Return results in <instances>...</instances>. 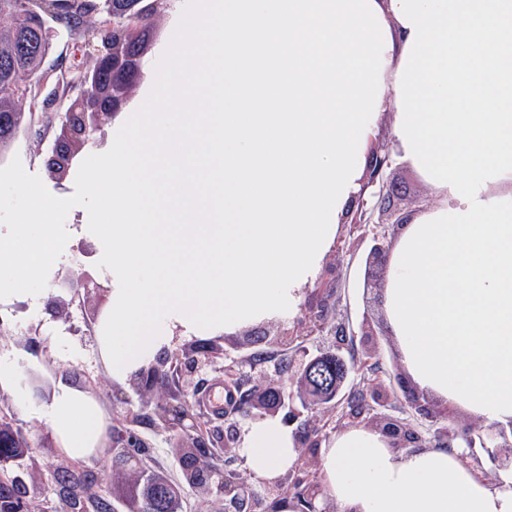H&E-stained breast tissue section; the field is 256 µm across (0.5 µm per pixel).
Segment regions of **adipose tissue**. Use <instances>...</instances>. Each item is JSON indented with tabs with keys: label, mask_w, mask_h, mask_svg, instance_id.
<instances>
[{
	"label": "adipose tissue",
	"mask_w": 512,
	"mask_h": 512,
	"mask_svg": "<svg viewBox=\"0 0 512 512\" xmlns=\"http://www.w3.org/2000/svg\"><path fill=\"white\" fill-rule=\"evenodd\" d=\"M181 28L155 106L87 173L106 200L104 270L119 277L96 327L113 378L155 361L168 327L207 339L288 319L389 115L399 159L437 199L388 261L402 364L427 394L512 421V0H198ZM77 236L45 210L8 228L0 306ZM37 406L69 458L100 452L94 397L60 382ZM240 454L254 482L281 480L294 432L258 418ZM463 454L398 451L355 426L320 448L322 487L342 512H512V481L485 480Z\"/></svg>",
	"instance_id": "obj_1"
}]
</instances>
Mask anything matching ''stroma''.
Here are the masks:
<instances>
[{
  "label": "stroma",
  "mask_w": 512,
  "mask_h": 512,
  "mask_svg": "<svg viewBox=\"0 0 512 512\" xmlns=\"http://www.w3.org/2000/svg\"><path fill=\"white\" fill-rule=\"evenodd\" d=\"M183 0H157L150 17L134 24L142 39V53L131 64L120 87L112 94V117L96 131L88 157L106 151L117 139L130 113L149 111L156 102L155 75L165 71L173 44L170 40L172 20L182 11ZM93 62L84 52L82 36L59 40L42 66L40 82L41 111L48 112L56 100L71 102L74 93L68 82L74 70L92 69ZM59 134L58 129L45 130L32 125L21 131L11 153L0 160V226L18 223L30 208L29 189H36L56 224H80L84 227L82 242L87 252L81 262L60 256L61 275L82 271L93 280H100L101 243L95 236L99 202L85 181L87 159L75 161L63 179L52 178L45 160ZM366 243L354 244L344 256L342 265L325 257L315 278L303 289L300 308L316 305L326 290H335L338 304L336 320L353 334L356 354H376L387 372L388 385H396L397 373L404 367L390 331L384 327L383 299L380 289L365 284ZM32 292H46L48 304L44 311L31 315L25 304H16L11 315L0 318V353H9L23 360L25 372L45 379L47 385L65 382L94 396L100 403L108 423L134 419L135 430L147 448L140 461L146 473L159 476L178 489V512H224L222 497L185 483L182 461L175 454L174 433L158 428L152 407L144 406L139 392L141 382L132 378L115 382L99 348L96 332L86 318L88 308L107 309L108 291L78 289L63 291L54 284L38 281ZM280 323L264 320L233 333L202 340L174 332L167 356L197 350L200 365L195 373L174 369L165 390L166 400L197 410V394L212 379L223 375L225 365L240 362L245 388L270 382H286V375L275 372L281 356L298 360L314 356L332 346L333 331H312L299 334L288 350L269 344ZM0 415L11 417L21 429L31 449L18 467L26 491L29 512H64L59 493V471L65 460L41 421L33 403L21 402L12 392L0 390ZM116 451L102 448L99 455L85 461L84 468L93 480V489L112 506L113 512H131L135 490L124 476L118 475L114 459Z\"/></svg>",
  "instance_id": "1"
}]
</instances>
